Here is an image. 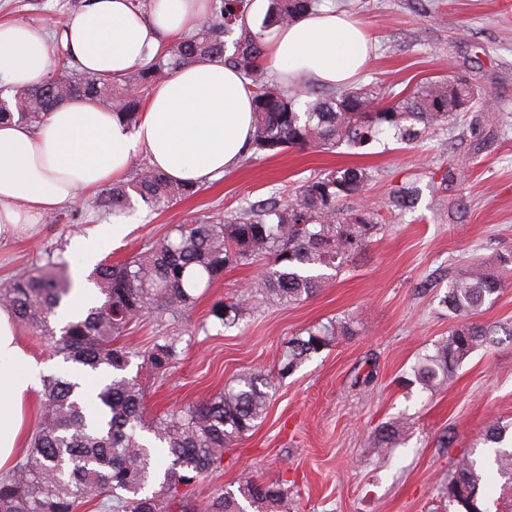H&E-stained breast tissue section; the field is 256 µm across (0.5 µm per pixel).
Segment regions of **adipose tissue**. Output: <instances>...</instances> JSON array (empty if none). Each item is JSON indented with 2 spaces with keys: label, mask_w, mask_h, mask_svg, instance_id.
Returning <instances> with one entry per match:
<instances>
[{
  "label": "adipose tissue",
  "mask_w": 512,
  "mask_h": 512,
  "mask_svg": "<svg viewBox=\"0 0 512 512\" xmlns=\"http://www.w3.org/2000/svg\"><path fill=\"white\" fill-rule=\"evenodd\" d=\"M209 0H152L148 13L131 0H90L64 30L63 47L82 69L122 76L131 66L195 30ZM53 40L36 26L0 23V80L23 87L46 79ZM372 43L349 15L312 11L268 38L264 67L316 86H343L366 70ZM253 100L240 71L214 58L180 68L154 86L135 124L76 99L49 112L39 127L0 121V240L36 233L47 213L124 179L144 157L180 183L221 179L247 154ZM40 368L0 308V473L30 444Z\"/></svg>",
  "instance_id": "adipose-tissue-1"
}]
</instances>
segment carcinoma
Returning <instances> with one entry per match:
<instances>
[{
	"label": "carcinoma",
	"mask_w": 512,
	"mask_h": 512,
	"mask_svg": "<svg viewBox=\"0 0 512 512\" xmlns=\"http://www.w3.org/2000/svg\"><path fill=\"white\" fill-rule=\"evenodd\" d=\"M318 6L319 0H270L261 31L255 33L244 22L246 0H210L209 15L196 33L119 78L78 68L62 47L65 13H58L50 17L49 30L55 33L57 56L69 70L66 79L16 91L0 107V121L16 116L37 127L56 106L86 98L134 123L157 82L178 68L224 56L226 38L236 30L231 64L254 87L252 147L257 153L308 146L357 149L384 132L411 144L480 102L479 90L453 75L427 82L405 97L394 94L375 107L371 103L376 96L365 87L318 94L298 81L262 76L264 32ZM370 179L364 167L330 170L305 180L287 201L270 198L239 216L196 218L175 226L129 260L104 261L88 276L99 301L58 333L50 326L51 318L74 286L66 266L26 270L0 288L1 307L45 337L53 354L102 381L98 392L85 398L68 376H43L42 417L26 455L11 474L0 478V512H77L82 500L91 497L102 498L107 512H170L178 485L208 473L220 463L225 448L264 421L270 382L260 372L246 373L206 399L149 419L140 384L126 375L139 353L120 343L123 333L149 313L177 316L188 311L197 291L211 287L225 270L258 260L266 261L267 268L253 282L255 293L288 305L312 297L329 280L323 270H341L377 231L375 212L355 211L347 217L342 210V202L360 195ZM198 192L136 162L129 179L104 189L93 209L118 217L136 196L159 211ZM503 288L502 276L481 262L456 275L440 299L456 325L417 357L412 382L438 390L473 353L494 343L496 331L476 316ZM247 311V301L238 298L216 303L212 316L229 326ZM352 323L349 318L296 337L282 356L278 374L293 373L333 340L349 335ZM172 356L169 344L156 342L148 360L163 371ZM511 427L499 418L490 421L485 441L495 445L492 454H469L456 462L444 486L456 512H488L486 467L512 486V448L502 446ZM238 492L245 503L226 492L212 499L206 512H278L286 497L282 483L249 477Z\"/></svg>",
	"instance_id": "cac0c4a2"
}]
</instances>
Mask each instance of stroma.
I'll use <instances>...</instances> for the list:
<instances>
[{
	"instance_id": "stroma-1",
	"label": "stroma",
	"mask_w": 512,
	"mask_h": 512,
	"mask_svg": "<svg viewBox=\"0 0 512 512\" xmlns=\"http://www.w3.org/2000/svg\"><path fill=\"white\" fill-rule=\"evenodd\" d=\"M62 0H0V20L45 26ZM348 13L374 43L361 87L387 99L447 75L466 76L492 101L501 120L475 133V113L403 144L392 134L357 150L291 148L246 155L222 180L154 211L135 201L120 235L111 216H95L93 199L65 206L75 221L40 224L35 235L0 243V286L35 266L67 263L74 281L92 262H118L145 251L174 225L293 194L326 168L362 166L372 178L346 210L386 205L396 189L414 190L411 207L394 210L369 246L327 288L298 304L252 294L264 269L256 262L225 271L179 319L144 316L122 338L139 351L128 369L146 395L148 417L223 389L261 371L273 389L264 422L224 452L220 464L180 487L182 500L205 506L237 491L241 477L284 483L288 512H453L443 492L460 456L484 449L490 418L512 422V285L483 306L481 322L499 326L448 386L410 383L419 354L452 325L440 299L472 257L496 266L512 251V0H322ZM454 180H446L447 170ZM248 295L250 311L222 326L215 303ZM355 316L354 334L332 341L292 374L278 373L289 340L309 328ZM172 344L167 370L152 369L144 351ZM369 385H359L365 374ZM399 429L389 454L377 451L375 429ZM451 447H440L442 435Z\"/></svg>"
}]
</instances>
